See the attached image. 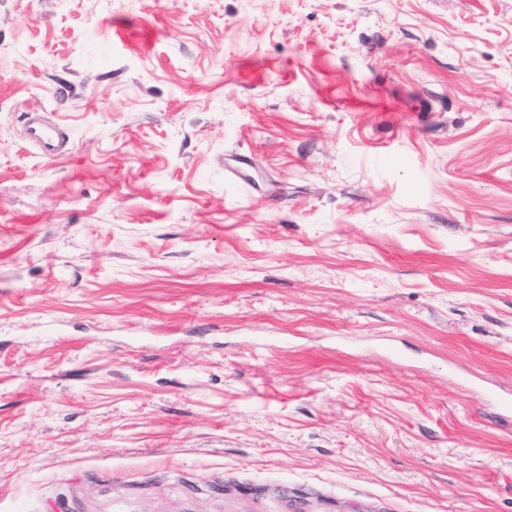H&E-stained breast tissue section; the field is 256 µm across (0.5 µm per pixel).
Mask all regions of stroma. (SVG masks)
<instances>
[{
  "instance_id": "1",
  "label": "stroma",
  "mask_w": 512,
  "mask_h": 512,
  "mask_svg": "<svg viewBox=\"0 0 512 512\" xmlns=\"http://www.w3.org/2000/svg\"><path fill=\"white\" fill-rule=\"evenodd\" d=\"M489 388L512 0H0V512H512ZM24 137L40 155L49 161L70 154V139L54 116L45 113H25Z\"/></svg>"
}]
</instances>
